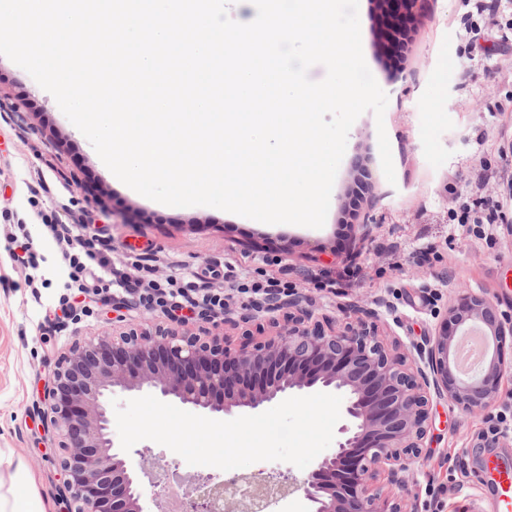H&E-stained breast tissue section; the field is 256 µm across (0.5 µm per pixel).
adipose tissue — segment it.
Listing matches in <instances>:
<instances>
[{
  "mask_svg": "<svg viewBox=\"0 0 512 512\" xmlns=\"http://www.w3.org/2000/svg\"><path fill=\"white\" fill-rule=\"evenodd\" d=\"M0 512H47L22 459L9 448H0Z\"/></svg>",
  "mask_w": 512,
  "mask_h": 512,
  "instance_id": "obj_1",
  "label": "adipose tissue"
}]
</instances>
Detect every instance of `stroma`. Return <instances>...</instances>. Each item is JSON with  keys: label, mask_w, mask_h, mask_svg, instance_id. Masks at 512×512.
Segmentation results:
<instances>
[{"label": "stroma", "mask_w": 512, "mask_h": 512, "mask_svg": "<svg viewBox=\"0 0 512 512\" xmlns=\"http://www.w3.org/2000/svg\"><path fill=\"white\" fill-rule=\"evenodd\" d=\"M365 61L388 96L383 122L363 113L353 124L323 228L268 231L221 210L159 206L113 184L90 142L78 138L55 99L0 55V448L14 449L49 512H60V450L42 414L44 385L74 342L127 322L169 324L158 310L112 295L73 305L92 316L46 320L64 292L66 271L43 218L88 224L126 266L153 260L158 276L204 277L214 266L236 280L287 281L314 316L354 321L374 310L388 344L412 351L434 335L459 290L483 295L512 317V215L490 226L455 219L512 198V45L490 37L469 73L447 66L467 56L478 18L466 0H422L412 46L398 70L387 67L381 17L359 0ZM390 142L394 181L381 167L378 127ZM26 225L40 258L38 288L16 261L9 238ZM512 404V373L487 410L469 414L432 397L425 448L401 496L418 512H493L481 476L487 463L512 467V434L482 441L489 415Z\"/></svg>", "instance_id": "stroma-1"}]
</instances>
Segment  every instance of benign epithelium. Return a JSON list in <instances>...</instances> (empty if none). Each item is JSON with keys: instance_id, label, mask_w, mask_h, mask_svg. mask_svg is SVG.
I'll use <instances>...</instances> for the list:
<instances>
[{"instance_id": "obj_1", "label": "benign epithelium", "mask_w": 512, "mask_h": 512, "mask_svg": "<svg viewBox=\"0 0 512 512\" xmlns=\"http://www.w3.org/2000/svg\"><path fill=\"white\" fill-rule=\"evenodd\" d=\"M419 0H380L388 29L407 28ZM275 335L234 346L222 326L234 325V311L222 322L208 311L203 335L159 328L155 332H105L78 342L56 362L44 391V418L60 437L59 494L67 512H146L143 490L126 461L112 451L108 393L150 388L161 398L216 415H249L319 384L341 392L347 423L336 452L302 481L273 471L263 477L196 474L180 497L183 512H262L272 499L301 491L309 512H404L393 489H405L413 462L427 435L430 393L468 413L484 410L508 370L501 357L512 324L500 319L489 298L466 293L448 306L438 332L420 350L421 363L394 352L378 336L374 322L336 321L300 307L297 297H274L264 306ZM283 312L279 322L276 312ZM481 323L496 352L481 373L461 378L453 365V342L462 326ZM140 471L155 488L153 499L169 491L157 480L169 466L148 449H135Z\"/></svg>"}]
</instances>
